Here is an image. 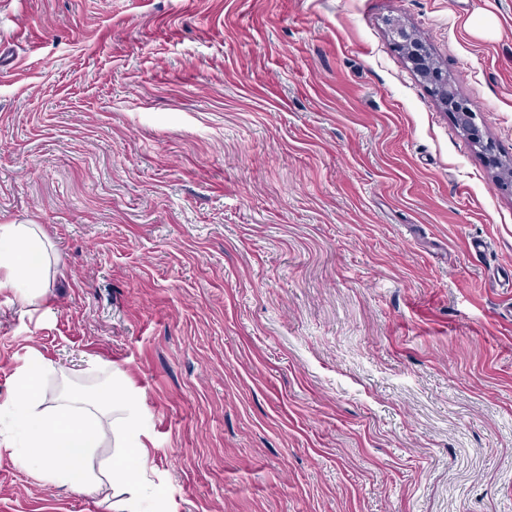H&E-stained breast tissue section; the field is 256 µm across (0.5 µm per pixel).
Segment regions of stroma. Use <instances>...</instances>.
<instances>
[{
  "label": "stroma",
  "instance_id": "35a3bbf8",
  "mask_svg": "<svg viewBox=\"0 0 512 512\" xmlns=\"http://www.w3.org/2000/svg\"><path fill=\"white\" fill-rule=\"evenodd\" d=\"M395 21L512 161V0H0V404L123 371L172 512H512V183ZM0 512L107 509L0 447ZM392 34L409 68L431 86L439 103L453 113L457 124L484 155L488 167L500 169L502 160L495 153L492 142L485 139V132L475 122L473 105L457 93L448 80V71L435 63L427 43L412 37L398 23L392 25ZM27 224H0V290L13 292L21 301L32 304L45 296L47 263L43 242L33 236ZM37 255L39 260L32 258Z\"/></svg>",
  "mask_w": 512,
  "mask_h": 512
}]
</instances>
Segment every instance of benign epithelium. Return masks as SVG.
I'll list each match as a JSON object with an SVG mask.
<instances>
[{
	"instance_id": "7a95c632",
	"label": "benign epithelium",
	"mask_w": 512,
	"mask_h": 512,
	"mask_svg": "<svg viewBox=\"0 0 512 512\" xmlns=\"http://www.w3.org/2000/svg\"><path fill=\"white\" fill-rule=\"evenodd\" d=\"M392 34L409 68L431 86L439 103L453 113L457 124L484 155L488 167L501 168L502 160L495 153L492 142L485 139V132L475 122L473 105L457 93L448 80V71L435 63L427 43L412 37L398 23L392 25Z\"/></svg>"
}]
</instances>
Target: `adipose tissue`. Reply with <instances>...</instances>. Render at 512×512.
<instances>
[{
    "label": "adipose tissue",
    "instance_id": "adipose-tissue-1",
    "mask_svg": "<svg viewBox=\"0 0 512 512\" xmlns=\"http://www.w3.org/2000/svg\"><path fill=\"white\" fill-rule=\"evenodd\" d=\"M43 253L41 238L28 225L0 224V290L29 304L44 297ZM47 368L39 354H32L17 374L14 397L0 406L12 456L44 482L100 495L109 512H170L147 467L141 396L124 373L112 371L93 398L72 394L46 409L37 381ZM108 439L111 459L95 463L98 448Z\"/></svg>",
    "mask_w": 512,
    "mask_h": 512
}]
</instances>
